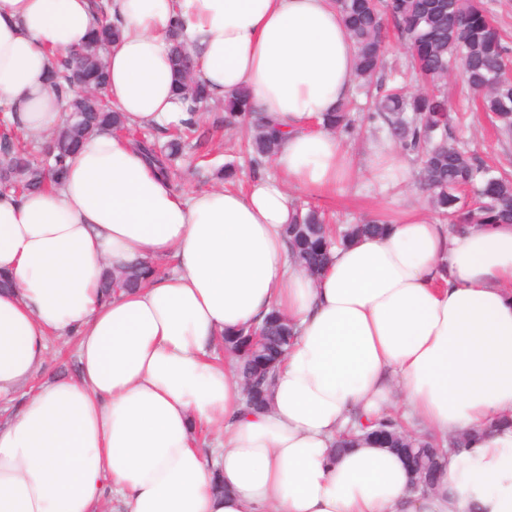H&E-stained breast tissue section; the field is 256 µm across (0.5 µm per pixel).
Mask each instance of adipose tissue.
<instances>
[{
    "label": "adipose tissue",
    "mask_w": 512,
    "mask_h": 512,
    "mask_svg": "<svg viewBox=\"0 0 512 512\" xmlns=\"http://www.w3.org/2000/svg\"><path fill=\"white\" fill-rule=\"evenodd\" d=\"M121 35L107 93L131 128L182 118L172 39L209 100L249 89L282 133L276 176L176 190L132 141L97 132L61 184L0 192V512H512V223L454 230L424 209L292 262L289 194L366 173L403 186L389 140L356 162L328 113L356 81L336 0H110ZM93 0H0V115L37 134L64 119L53 57L85 48ZM173 261L104 299V267ZM288 315L296 337L268 406L247 409L224 334ZM79 373L32 385L53 337ZM396 417L450 452L441 491L411 490L384 448H332L358 416Z\"/></svg>",
    "instance_id": "ef3b65f1"
}]
</instances>
